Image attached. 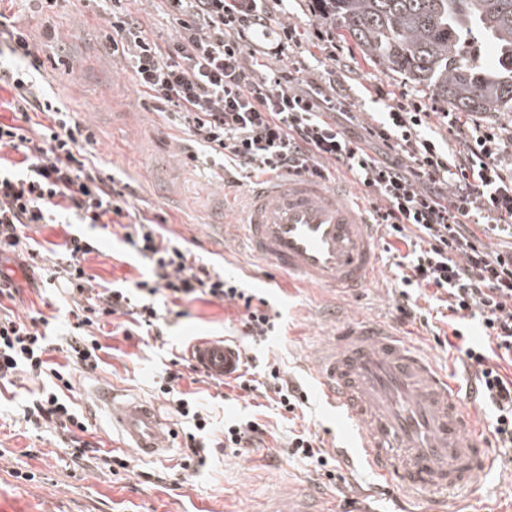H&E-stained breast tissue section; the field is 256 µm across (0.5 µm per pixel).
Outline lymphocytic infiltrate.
Listing matches in <instances>:
<instances>
[{
    "label": "lymphocytic infiltrate",
    "mask_w": 512,
    "mask_h": 512,
    "mask_svg": "<svg viewBox=\"0 0 512 512\" xmlns=\"http://www.w3.org/2000/svg\"><path fill=\"white\" fill-rule=\"evenodd\" d=\"M104 2L113 56L131 68L153 111L173 116L195 149L212 158L214 178L245 167L255 178L288 174L326 181L338 164L364 187L370 223L407 248L396 263L400 287L432 290L442 303L458 359L477 400L492 412L488 432L511 448L512 248H495L491 240L512 239V130L395 99L380 87L371 100L382 109L361 125L335 70L321 73L303 61L280 68L253 64L250 36L270 26L265 0H156L176 23L175 38L164 44L148 36L128 0ZM12 40L13 61L0 65V85L13 89L18 121L0 123V149L11 148L22 159L0 162V254L17 252L22 229L33 224L119 225L122 241L149 272L131 290L95 281L83 267L94 242L67 235L53 274L74 304L62 365L46 358L48 319L16 316L11 305L18 290L0 273V384L20 375L38 383L24 419L33 429L54 432L74 465L125 470L129 460L85 440L89 428L69 396L74 375L98 369V336L110 317L128 316L125 338L146 332L159 340L165 331L159 300H208L241 306L242 332L253 340L265 341L277 325L266 300L165 235L159 216L134 210L128 186L97 158L94 134L35 75L29 36L16 31ZM358 125L364 135L353 134ZM374 142L385 155L371 150ZM474 327L476 341L470 338ZM181 377L167 371L159 391L170 413L190 425L182 471L197 470L218 446L241 454L260 447L265 430L254 420L225 422L223 433H216L212 418L179 390ZM235 383L261 391L288 413L305 400L274 363L255 379L237 375Z\"/></svg>",
    "instance_id": "f902f5d3"
}]
</instances>
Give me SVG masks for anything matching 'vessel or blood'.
<instances>
[{"label": "vessel or blood", "mask_w": 512, "mask_h": 512, "mask_svg": "<svg viewBox=\"0 0 512 512\" xmlns=\"http://www.w3.org/2000/svg\"><path fill=\"white\" fill-rule=\"evenodd\" d=\"M252 253L300 280L332 290L367 286L378 264L366 209L339 184L283 176L251 187L238 224ZM200 371L235 376L243 352L225 342L196 340ZM309 366L328 404L351 424L366 463L388 482L444 505L449 491L471 488L492 456L474 431L459 389L412 342L386 325L355 319L314 348ZM112 413L123 449L162 457L173 427L154 404L117 401L98 392ZM308 493L269 498L264 512H334Z\"/></svg>", "instance_id": "1"}]
</instances>
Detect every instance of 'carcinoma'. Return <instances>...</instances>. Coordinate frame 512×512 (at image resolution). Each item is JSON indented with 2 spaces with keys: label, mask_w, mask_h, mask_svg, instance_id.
<instances>
[{
  "label": "carcinoma",
  "mask_w": 512,
  "mask_h": 512,
  "mask_svg": "<svg viewBox=\"0 0 512 512\" xmlns=\"http://www.w3.org/2000/svg\"><path fill=\"white\" fill-rule=\"evenodd\" d=\"M362 54L456 111L512 112V0H322ZM489 41L496 60L481 46Z\"/></svg>",
  "instance_id": "carcinoma-1"
}]
</instances>
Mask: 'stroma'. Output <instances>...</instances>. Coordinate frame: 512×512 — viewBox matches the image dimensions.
I'll use <instances>...</instances> for the list:
<instances>
[{
	"mask_svg": "<svg viewBox=\"0 0 512 512\" xmlns=\"http://www.w3.org/2000/svg\"><path fill=\"white\" fill-rule=\"evenodd\" d=\"M272 26L285 17L303 26L336 36L337 76L354 98H365L361 123L371 121L378 104L367 101L368 88L382 86L392 95H428V88L362 58L351 41L340 38L337 21L322 17L316 0H268ZM100 0H56L53 7L39 0H0V47L9 44L8 33L20 29L30 35L40 62V72L51 89L68 102L77 120L96 135V155L106 169L129 182L135 208L159 214L172 236L188 240L190 248L223 267L269 303L279 324L275 336L252 343L240 336L236 307L196 300L183 304V316L168 315L162 340L141 344L117 335L103 338L102 368L76 374L73 396L89 423V441L112 448L120 438L110 426L108 410L97 407L94 389L108 384L119 399H143L168 416L167 403L158 397L156 384L166 368L178 365L183 373L179 388L199 392L216 422L258 419L267 433L261 449L238 455L217 448L205 466L192 476L174 475L161 485L140 484L136 476L73 464L69 454L47 432L26 425L24 408L36 386L20 379L0 386V512H258L267 496L302 488L349 506L351 512H432V502L409 496L383 481L361 460L345 426L330 410L308 366L310 350L333 335L350 317H362L398 328L449 382L466 385L469 377L455 368L436 336L449 329L438 316L436 302L420 297L415 318L399 321L401 298L388 284L395 272L393 256L381 253L368 287L358 292L330 290L302 283L274 269L254 255L236 233L238 212L245 204L251 179L238 183L208 179L202 168L187 158L191 147L183 129L165 115L152 111L129 68L113 59ZM223 215L224 230L212 222ZM75 234L95 238L97 252L87 255L84 269L114 286L129 288L147 270L143 259L113 236L111 230L74 225ZM20 289L16 315L42 312L51 317V331L67 334L74 318L60 286L38 289L31 285L18 263L0 260ZM222 338L239 345L244 359L278 362L287 378L301 384L307 402L297 418L270 407L261 397L243 396L240 389L214 381L195 380L188 357L195 340ZM310 430L324 448L339 454L341 480H328L314 465L281 456L292 433ZM494 468L478 481L482 512H512V449H493Z\"/></svg>",
	"mask_w": 512,
	"mask_h": 512,
	"instance_id": "stroma-1",
	"label": "stroma"
}]
</instances>
